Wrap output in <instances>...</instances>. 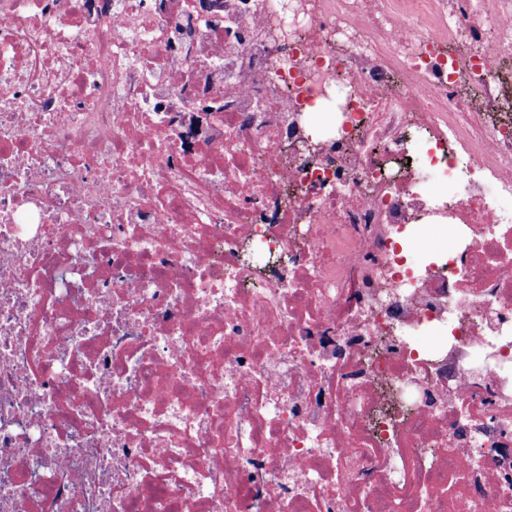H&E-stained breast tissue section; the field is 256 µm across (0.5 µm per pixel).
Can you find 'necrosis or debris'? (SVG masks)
I'll use <instances>...</instances> for the list:
<instances>
[{"label": "necrosis or debris", "mask_w": 512, "mask_h": 512, "mask_svg": "<svg viewBox=\"0 0 512 512\" xmlns=\"http://www.w3.org/2000/svg\"><path fill=\"white\" fill-rule=\"evenodd\" d=\"M195 2L0 0V512H512V0Z\"/></svg>", "instance_id": "1"}]
</instances>
